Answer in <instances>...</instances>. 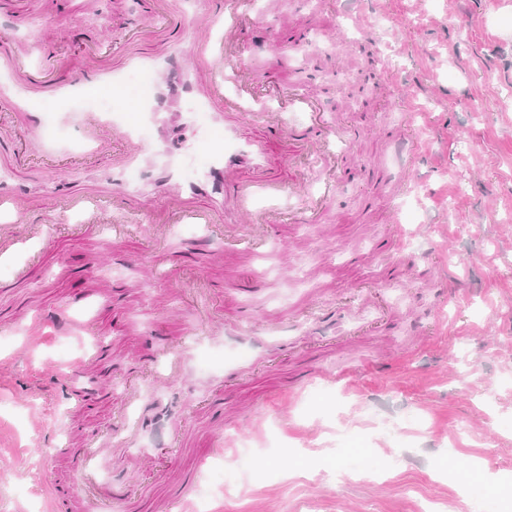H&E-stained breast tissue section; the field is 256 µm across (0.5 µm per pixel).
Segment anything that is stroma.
<instances>
[{
    "instance_id": "1",
    "label": "stroma",
    "mask_w": 512,
    "mask_h": 512,
    "mask_svg": "<svg viewBox=\"0 0 512 512\" xmlns=\"http://www.w3.org/2000/svg\"><path fill=\"white\" fill-rule=\"evenodd\" d=\"M205 9L0 0V56L26 51L23 69L0 65V187L25 185L18 206L44 226L31 235L0 210L17 241L0 254V512H49L53 481L81 500L69 451L113 427L134 384L140 427L112 453L125 512H181L190 472L209 489L192 512H417L430 499L440 512H512V0H248L255 107L314 92L348 130L321 217L268 225L257 250L226 246L220 211L170 223L160 195L121 227L63 211L57 185L106 199L124 149L84 154L54 115L32 136L23 105L54 101L71 71L178 49L170 15ZM39 138L73 157L50 167ZM250 177L320 191L285 147ZM305 307L309 323L284 331L292 352L221 396L224 341L200 318L250 310L262 323ZM73 317L91 333L59 327ZM176 353L187 377L156 384ZM320 368L353 370V387L290 389ZM173 400L180 445L163 448L146 406ZM215 436L227 454L199 460Z\"/></svg>"
}]
</instances>
